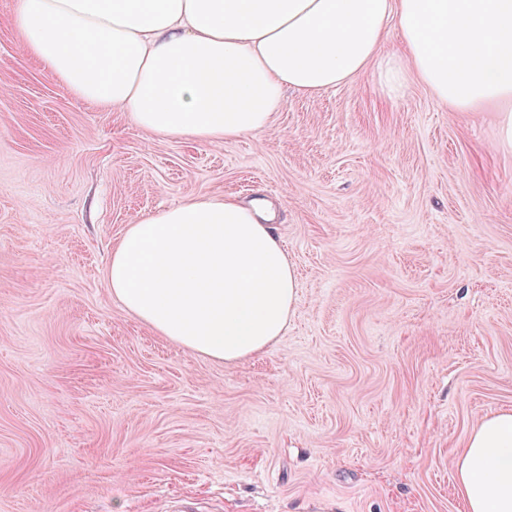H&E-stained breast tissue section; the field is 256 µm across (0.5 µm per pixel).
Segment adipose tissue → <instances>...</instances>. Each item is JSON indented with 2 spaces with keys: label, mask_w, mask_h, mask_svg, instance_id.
<instances>
[{
  "label": "adipose tissue",
  "mask_w": 512,
  "mask_h": 512,
  "mask_svg": "<svg viewBox=\"0 0 512 512\" xmlns=\"http://www.w3.org/2000/svg\"><path fill=\"white\" fill-rule=\"evenodd\" d=\"M24 52L83 101L163 138L221 144L263 131L293 91L376 68L393 97L417 79L456 112H500L512 149V0H17ZM396 36L399 52L383 45ZM272 204L209 197L138 217L106 285L159 335L217 361L261 354L295 311ZM466 512H512V410L456 463Z\"/></svg>",
  "instance_id": "ef3b65f1"
}]
</instances>
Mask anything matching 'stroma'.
I'll return each instance as SVG.
<instances>
[{
    "instance_id": "obj_1",
    "label": "stroma",
    "mask_w": 512,
    "mask_h": 512,
    "mask_svg": "<svg viewBox=\"0 0 512 512\" xmlns=\"http://www.w3.org/2000/svg\"><path fill=\"white\" fill-rule=\"evenodd\" d=\"M0 0V512H464L455 462L512 407V150L375 70L262 132L153 136L24 54ZM277 211L284 336L224 364L113 299L141 214Z\"/></svg>"
}]
</instances>
